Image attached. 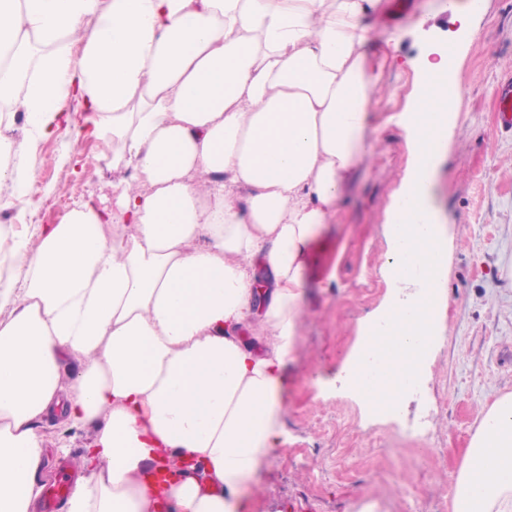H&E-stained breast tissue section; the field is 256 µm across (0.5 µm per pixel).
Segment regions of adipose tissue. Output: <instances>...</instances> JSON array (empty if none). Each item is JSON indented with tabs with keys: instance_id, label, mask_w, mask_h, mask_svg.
Masks as SVG:
<instances>
[{
	"instance_id": "obj_1",
	"label": "adipose tissue",
	"mask_w": 512,
	"mask_h": 512,
	"mask_svg": "<svg viewBox=\"0 0 512 512\" xmlns=\"http://www.w3.org/2000/svg\"><path fill=\"white\" fill-rule=\"evenodd\" d=\"M383 0H0V121L46 136L81 97L135 177L14 236L0 279V512H36L60 414L100 426L64 512H241L282 441L308 247L376 155L393 96L370 47ZM113 226L106 234L105 226ZM250 336H242V328ZM77 361L64 378L63 360ZM179 474L147 479L158 463ZM455 512H512V394L487 410Z\"/></svg>"
}]
</instances>
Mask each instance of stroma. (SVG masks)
Masks as SVG:
<instances>
[{"mask_svg":"<svg viewBox=\"0 0 512 512\" xmlns=\"http://www.w3.org/2000/svg\"><path fill=\"white\" fill-rule=\"evenodd\" d=\"M393 18L374 31L376 47L399 65L388 70L392 97L381 120L374 164L360 166L338 222L310 248L302 302L310 312L285 368L286 441L257 474L244 512H454V482L484 412L512 393V133L498 129L496 100L512 73V0H485L472 34L452 23L468 0H390ZM455 46L452 77L463 90L457 126L443 136L435 208L448 258L435 308L436 332L418 369L426 401L405 394L397 416L379 413L343 380L363 331L394 298L380 271L386 222L400 179L415 167L404 131L391 117L411 109L422 81L413 69L430 47ZM57 125L33 154L14 163L31 175L15 197L11 225L32 236L53 218L46 201L79 193L111 196L119 173L93 163L102 144L74 96L58 103ZM41 432L65 452L49 453L40 479L84 451L95 425L69 430L45 418Z\"/></svg>","mask_w":512,"mask_h":512,"instance_id":"1","label":"stroma"}]
</instances>
